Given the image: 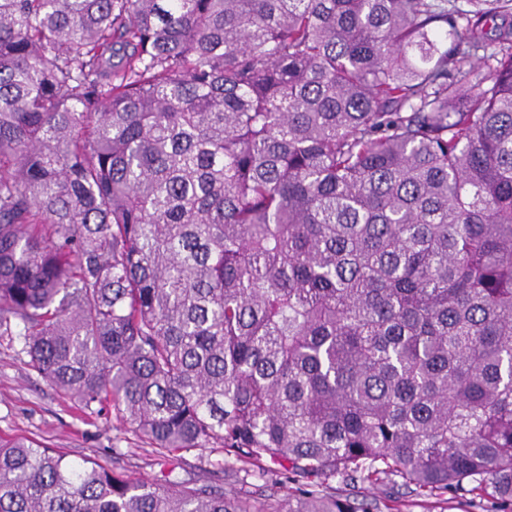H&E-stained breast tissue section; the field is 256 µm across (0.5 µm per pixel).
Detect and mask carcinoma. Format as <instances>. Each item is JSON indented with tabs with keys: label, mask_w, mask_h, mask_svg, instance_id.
Here are the masks:
<instances>
[{
	"label": "carcinoma",
	"mask_w": 512,
	"mask_h": 512,
	"mask_svg": "<svg viewBox=\"0 0 512 512\" xmlns=\"http://www.w3.org/2000/svg\"><path fill=\"white\" fill-rule=\"evenodd\" d=\"M0 0V333L260 505L0 440V512L512 502V0ZM182 456L181 461L165 468L164 473L172 481L210 482L218 488H224V492L246 493L256 499L263 498L260 494L268 495L274 491L276 495L278 486L283 487L276 495L281 498L288 492L303 488L301 479L286 481L284 474L277 473L276 477L268 470L263 472L262 469L269 465L268 462H263L260 466L245 464L232 456L227 457L221 448L192 450ZM275 479L281 484L274 486ZM388 482L376 484L367 481H343L336 476L328 481L331 492L341 497L368 499L377 503L372 512H501L510 510L492 496L491 488L485 493L460 495L452 491L439 497H417L407 488ZM507 512V511H506Z\"/></svg>",
	"instance_id": "carcinoma-1"
}]
</instances>
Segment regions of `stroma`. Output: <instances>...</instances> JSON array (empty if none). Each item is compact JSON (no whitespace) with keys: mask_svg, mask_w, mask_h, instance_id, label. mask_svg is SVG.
Masks as SVG:
<instances>
[{"mask_svg":"<svg viewBox=\"0 0 512 512\" xmlns=\"http://www.w3.org/2000/svg\"><path fill=\"white\" fill-rule=\"evenodd\" d=\"M0 437L32 438L68 458L88 457L141 480H153L164 471L173 481H205L225 492L255 498L277 488L270 472L229 457L219 448L184 453L181 461L160 469L153 448L129 431L117 410L81 411L29 366L17 341L1 335ZM328 486L338 496L376 502L377 512H502L488 492L451 491L427 498L398 484L346 482L339 477L329 479Z\"/></svg>","mask_w":512,"mask_h":512,"instance_id":"obj_1","label":"stroma"}]
</instances>
